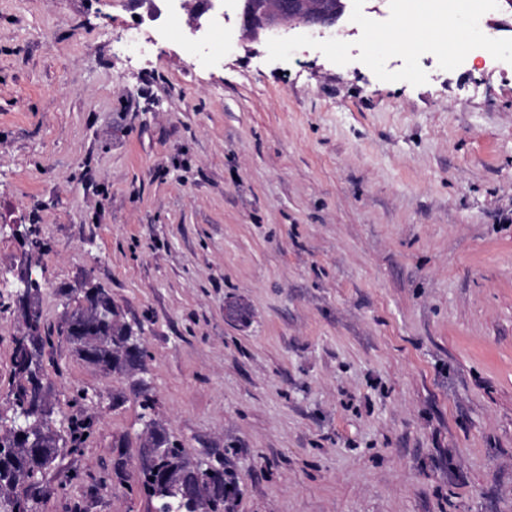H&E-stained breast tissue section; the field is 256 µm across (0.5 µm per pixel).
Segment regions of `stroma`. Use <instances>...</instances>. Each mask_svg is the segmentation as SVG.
I'll list each match as a JSON object with an SVG mask.
<instances>
[{
    "instance_id": "stroma-1",
    "label": "stroma",
    "mask_w": 512,
    "mask_h": 512,
    "mask_svg": "<svg viewBox=\"0 0 512 512\" xmlns=\"http://www.w3.org/2000/svg\"><path fill=\"white\" fill-rule=\"evenodd\" d=\"M0 0V417L38 281L52 428L32 512H153L133 378L81 360L90 285L142 336L160 423L231 512H512V64L415 87L268 59L183 0ZM140 21L148 53L129 50ZM232 42L193 58L183 33ZM188 468L194 475L195 482L186 493L194 500L201 499L202 489L205 485L217 487L224 484V468L209 460H192Z\"/></svg>"
}]
</instances>
